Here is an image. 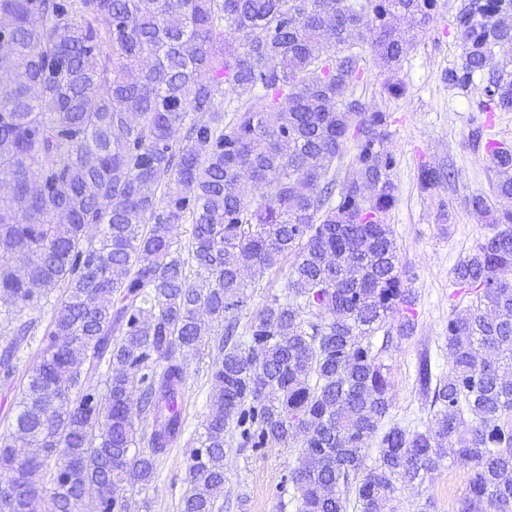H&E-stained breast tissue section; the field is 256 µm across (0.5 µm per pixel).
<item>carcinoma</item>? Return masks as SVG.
Wrapping results in <instances>:
<instances>
[{
  "label": "carcinoma",
  "instance_id": "obj_1",
  "mask_svg": "<svg viewBox=\"0 0 512 512\" xmlns=\"http://www.w3.org/2000/svg\"><path fill=\"white\" fill-rule=\"evenodd\" d=\"M434 0H0V387L18 390L0 433V512H129L156 456L183 433L186 359L215 340L211 411L188 450L183 512H224L227 435L298 448L297 512H382L448 453L471 470L458 512H512V146H487L495 227L454 267L448 375L433 421H383L384 354L415 331L412 280L387 215L390 114L352 98L355 40L388 71ZM368 35H363L361 25ZM448 87L484 78L480 111H512V0H468ZM108 51H100V45ZM142 73L139 78L134 72ZM243 99L224 120V96ZM341 188L328 178L342 147ZM250 172L268 193L238 189ZM37 176L42 191H31ZM455 178L423 166L424 192ZM101 225L94 239L88 228ZM188 239L182 240V234ZM291 260L247 336L256 272ZM60 291L27 382L21 344ZM384 332L381 346L374 337ZM151 417L150 435L137 423ZM378 440L373 464L369 442ZM147 443L149 452L140 450ZM27 449L24 457L15 448Z\"/></svg>",
  "mask_w": 512,
  "mask_h": 512
}]
</instances>
